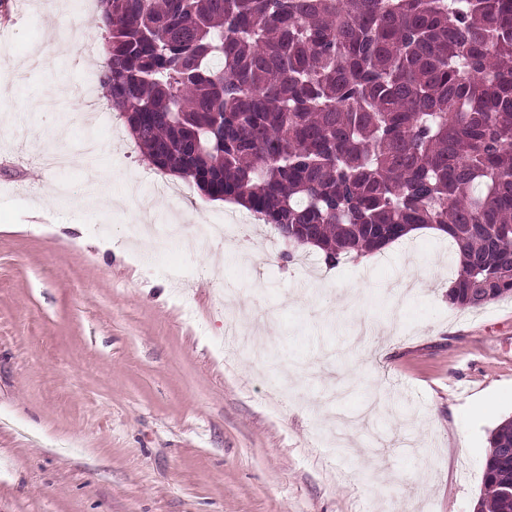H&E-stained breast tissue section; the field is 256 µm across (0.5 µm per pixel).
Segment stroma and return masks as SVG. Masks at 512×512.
<instances>
[{
	"label": "stroma",
	"instance_id": "35a3bbf8",
	"mask_svg": "<svg viewBox=\"0 0 512 512\" xmlns=\"http://www.w3.org/2000/svg\"><path fill=\"white\" fill-rule=\"evenodd\" d=\"M95 14L0 0V512H474L512 416V297L450 305L428 230L333 267L259 222L205 253L130 238L138 206L86 200L98 171L116 193L157 174L76 92ZM58 146L74 164L43 167ZM169 183L154 217L226 223ZM225 288L272 311L259 345L225 328Z\"/></svg>",
	"mask_w": 512,
	"mask_h": 512
}]
</instances>
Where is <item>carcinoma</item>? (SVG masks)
<instances>
[{
	"mask_svg": "<svg viewBox=\"0 0 512 512\" xmlns=\"http://www.w3.org/2000/svg\"><path fill=\"white\" fill-rule=\"evenodd\" d=\"M98 85L154 168L330 265L448 234V300L512 296V0H100ZM477 512H512V418Z\"/></svg>",
	"mask_w": 512,
	"mask_h": 512,
	"instance_id": "obj_1",
	"label": "carcinoma"
}]
</instances>
